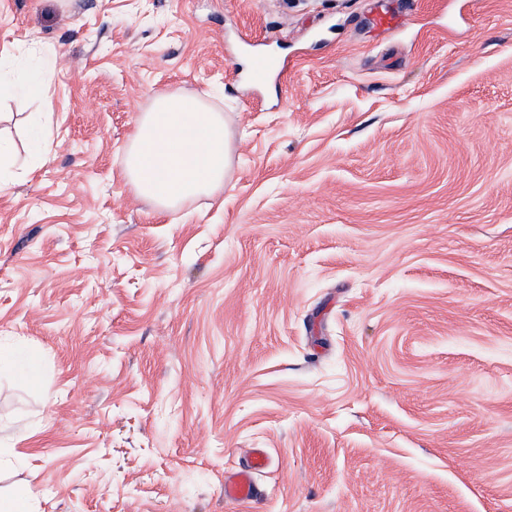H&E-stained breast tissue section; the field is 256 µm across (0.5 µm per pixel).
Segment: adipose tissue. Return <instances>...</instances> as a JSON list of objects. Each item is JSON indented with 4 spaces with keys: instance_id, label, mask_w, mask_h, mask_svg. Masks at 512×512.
<instances>
[{
    "instance_id": "obj_1",
    "label": "adipose tissue",
    "mask_w": 512,
    "mask_h": 512,
    "mask_svg": "<svg viewBox=\"0 0 512 512\" xmlns=\"http://www.w3.org/2000/svg\"><path fill=\"white\" fill-rule=\"evenodd\" d=\"M233 153L222 112L202 97L166 90L137 116L123 171L139 198L169 216L188 201L222 195Z\"/></svg>"
}]
</instances>
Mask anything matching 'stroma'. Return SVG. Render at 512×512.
I'll use <instances>...</instances> for the list:
<instances>
[{"label":"stroma","mask_w":512,"mask_h":512,"mask_svg":"<svg viewBox=\"0 0 512 512\" xmlns=\"http://www.w3.org/2000/svg\"><path fill=\"white\" fill-rule=\"evenodd\" d=\"M0 57L42 88L0 103V492L512 512V0H0ZM162 90L234 134L174 218L123 174ZM269 457L263 450H257L250 463L224 478V499L234 503H246L256 496L253 475L265 469Z\"/></svg>","instance_id":"obj_1"}]
</instances>
